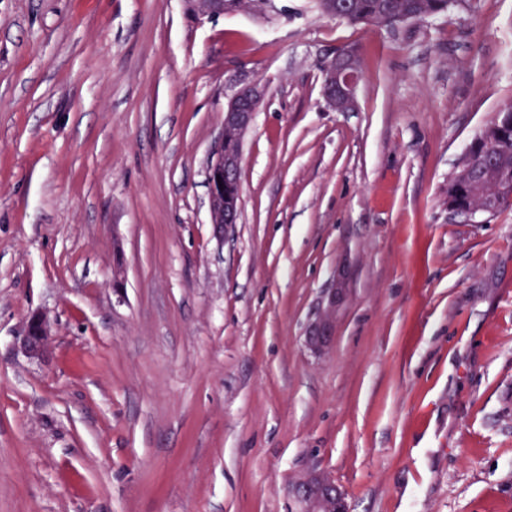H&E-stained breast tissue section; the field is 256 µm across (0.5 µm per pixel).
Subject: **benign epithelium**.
Returning a JSON list of instances; mask_svg holds the SVG:
<instances>
[{"label":"benign epithelium","mask_w":512,"mask_h":512,"mask_svg":"<svg viewBox=\"0 0 512 512\" xmlns=\"http://www.w3.org/2000/svg\"><path fill=\"white\" fill-rule=\"evenodd\" d=\"M224 15V0H202L194 17L202 21ZM326 79L323 94L328 104L339 112L355 109V95L361 80V71L356 58L337 53L326 60ZM264 95V89L252 85L246 87L231 98L224 109L218 143L207 168V186L210 224L214 236L222 240L228 227L237 223L238 207L224 204L225 183L238 178L242 152L227 155L224 152V140L232 138L243 145L250 128L254 112ZM336 320V289H331L309 323L305 342L307 347L318 354L326 352L333 340L332 330ZM51 336V324L42 314L33 315L27 324L23 338L24 352L34 358L44 356L48 350ZM288 496L295 503L296 512H349L348 504L335 481L327 474L310 470L304 476L288 484Z\"/></svg>","instance_id":"obj_1"}]
</instances>
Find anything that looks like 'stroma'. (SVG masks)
<instances>
[{"label": "stroma", "instance_id": "obj_1", "mask_svg": "<svg viewBox=\"0 0 512 512\" xmlns=\"http://www.w3.org/2000/svg\"><path fill=\"white\" fill-rule=\"evenodd\" d=\"M344 47L352 112L322 95ZM249 84L220 240L206 166ZM509 101L512 0L393 27L0 0V512H290L312 468L349 512H512V208H448ZM336 320V288H332L318 310L315 318L309 323L305 342L314 353H325L331 346L332 330ZM51 335L48 318L42 314L33 315L28 321L26 335L23 338L24 352L30 357H43L48 350Z\"/></svg>", "mask_w": 512, "mask_h": 512}]
</instances>
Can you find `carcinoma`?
I'll list each match as a JSON object with an SVG mask.
<instances>
[{
	"mask_svg": "<svg viewBox=\"0 0 512 512\" xmlns=\"http://www.w3.org/2000/svg\"><path fill=\"white\" fill-rule=\"evenodd\" d=\"M266 3L267 0H224V12L260 10ZM462 4L464 0H349L346 19L352 23L395 26L407 19L423 21ZM480 137L492 142L494 165L486 169L477 163L468 174L458 172L448 182V201L461 210L469 209L498 187L512 186V130L491 122Z\"/></svg>",
	"mask_w": 512,
	"mask_h": 512,
	"instance_id": "carcinoma-1",
	"label": "carcinoma"
}]
</instances>
